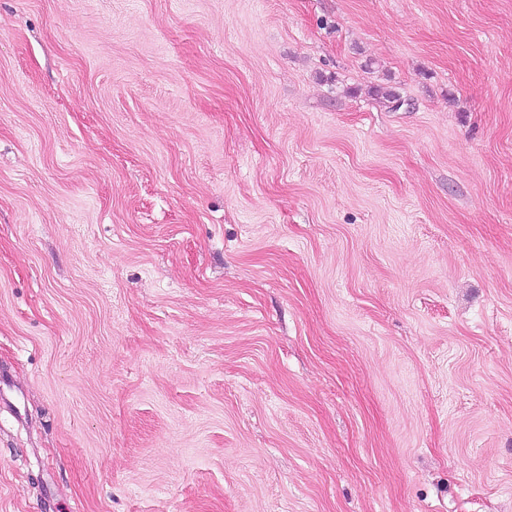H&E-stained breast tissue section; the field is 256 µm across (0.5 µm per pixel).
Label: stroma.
Returning a JSON list of instances; mask_svg holds the SVG:
<instances>
[{"label": "stroma", "instance_id": "obj_1", "mask_svg": "<svg viewBox=\"0 0 512 512\" xmlns=\"http://www.w3.org/2000/svg\"><path fill=\"white\" fill-rule=\"evenodd\" d=\"M0 512H512V0H0Z\"/></svg>", "mask_w": 512, "mask_h": 512}]
</instances>
